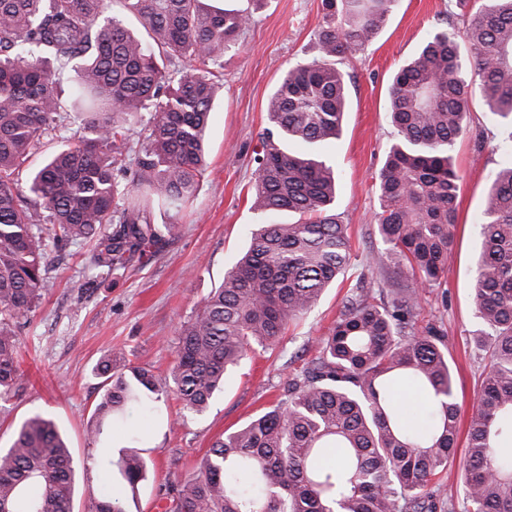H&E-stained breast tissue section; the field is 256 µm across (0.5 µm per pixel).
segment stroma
I'll return each instance as SVG.
<instances>
[{
	"label": "stroma",
	"instance_id": "35a3bbf8",
	"mask_svg": "<svg viewBox=\"0 0 512 512\" xmlns=\"http://www.w3.org/2000/svg\"><path fill=\"white\" fill-rule=\"evenodd\" d=\"M483 0H397L378 37L340 64L349 105L340 136L322 156L338 175L336 214L352 242L350 267L273 350H256L236 369L209 408L183 413L169 400L172 425L151 429L143 447L147 479L129 512H164L180 482L220 436L234 431L280 400L283 387L303 370L340 317L345 298L363 285L372 301L392 297L403 276L379 268L370 256L381 248L376 231L378 175L395 131L388 91L392 73L438 27L464 35L470 11ZM321 0H264L219 68V91L208 128L207 168L193 203L179 216L159 211L158 224L177 222L179 234L156 245L121 272L93 275L89 247L50 250L49 282L35 314L22 324L24 388L0 403V448L14 430L40 414L51 418L77 465L73 512H89L91 498L109 476L97 460L100 444L88 435L102 390L96 370L108 354L124 356L165 379L174 363L177 327L194 316L207 294L246 248L253 225V159L267 126L266 102L289 66L316 56ZM504 134L473 97L465 130L451 155L461 176L458 227L440 285L423 290L416 329L435 327L453 359L459 407L458 450H465L481 377L489 367L476 339L486 331L472 301V275L481 249L478 218L485 193L504 160Z\"/></svg>",
	"mask_w": 512,
	"mask_h": 512
}]
</instances>
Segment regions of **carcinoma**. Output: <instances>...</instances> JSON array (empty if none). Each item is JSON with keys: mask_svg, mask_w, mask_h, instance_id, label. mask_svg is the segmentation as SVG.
Segmentation results:
<instances>
[{"mask_svg": "<svg viewBox=\"0 0 512 512\" xmlns=\"http://www.w3.org/2000/svg\"><path fill=\"white\" fill-rule=\"evenodd\" d=\"M121 5L139 29L104 16ZM396 0H321L317 57L285 72L266 104L269 127L256 159L253 200L262 213L297 216L258 224L245 253L196 314L179 324L167 385L145 367H101L94 410L101 438L131 410L169 421L174 396L201 413L253 346L274 349L290 323L346 273L352 244L333 205L337 177L318 153L347 112L337 61L371 43ZM246 8L206 0H0V400L22 388L18 327L47 286L48 250L92 243L89 263L126 269L179 225L156 224L158 209L192 202L205 169L204 135L220 65L251 21ZM467 54L456 34L436 30L394 74L389 114L396 137L378 177L372 256L406 283L388 303L347 299L311 366L284 397L218 439L179 485L166 512H437L439 474L456 459L458 407L453 367L433 327L415 334L420 290L447 272L457 227L460 176L451 147L464 130L470 88L512 143V0H486L469 15ZM70 70L64 92L53 72ZM151 113L140 151L135 115ZM84 130L18 187L30 155L58 137L66 119ZM484 200L473 302L489 333L491 359L480 385L463 466V512H512V147ZM52 225V234L38 228ZM407 381L427 398L430 429L415 432L394 402ZM339 449L336 466L323 463ZM115 482L92 512H129L147 479L135 451L101 462ZM76 465L55 423L36 414L0 448V512H72Z\"/></svg>", "mask_w": 512, "mask_h": 512, "instance_id": "1", "label": "carcinoma"}]
</instances>
